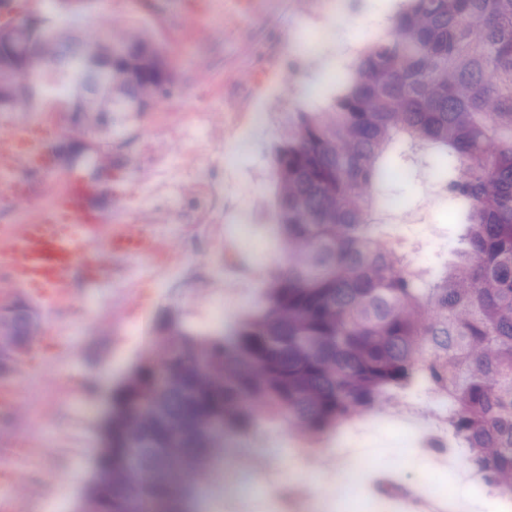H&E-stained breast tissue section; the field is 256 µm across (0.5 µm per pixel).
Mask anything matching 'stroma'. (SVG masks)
Instances as JSON below:
<instances>
[{"mask_svg":"<svg viewBox=\"0 0 512 512\" xmlns=\"http://www.w3.org/2000/svg\"><path fill=\"white\" fill-rule=\"evenodd\" d=\"M401 4L362 0L350 17L340 0H84L87 19L121 21L164 49L173 87L153 111L113 113L111 136L96 132L76 143L74 115L55 94L38 97L20 115L37 125L54 121L63 173L98 181L90 166L67 152L70 144L83 155L102 154L118 163L112 194L100 202L131 223L153 225L158 248L143 260L153 276L134 290L113 285L96 294L92 307L77 294L67 310L40 315L39 336L54 335L60 326L75 342L64 360L48 366L23 356L11 377L22 389L41 386L67 397L73 408L66 415H46L18 400L15 419L0 426V443L37 440L44 456L59 464L71 459L75 466L64 475L49 467L22 472L14 500L26 512H38L36 487H53L62 477L68 483L67 512L81 503L95 473L111 389L146 357L153 329L168 310L179 309L197 328H211L220 301L229 330L263 305L268 281L284 262L271 154L286 125L339 92L352 60L344 46L368 45L378 21L389 20ZM324 29L336 30V40L326 42L319 55L304 54L303 45ZM388 163L405 172L390 185L405 207L383 214L377 233L402 245L415 266L435 276L465 249L466 216L437 197L428 158L409 163L395 147ZM243 224L262 246L247 272L237 268ZM87 401L98 406L90 418L79 410ZM253 435L256 451L243 469L263 488L299 478L316 486L344 464L333 429L308 439L282 422L262 421ZM379 437L375 456L425 488L433 473L397 445V429H382Z\"/></svg>","mask_w":512,"mask_h":512,"instance_id":"35a3bbf8","label":"stroma"}]
</instances>
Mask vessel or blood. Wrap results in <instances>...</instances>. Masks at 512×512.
I'll use <instances>...</instances> for the list:
<instances>
[{
	"label": "vessel or blood",
	"mask_w": 512,
	"mask_h": 512,
	"mask_svg": "<svg viewBox=\"0 0 512 512\" xmlns=\"http://www.w3.org/2000/svg\"><path fill=\"white\" fill-rule=\"evenodd\" d=\"M54 135L20 117L0 123V212L19 200L49 193L28 223L0 229V278L32 303L58 310L76 283L98 288L133 276L132 258L152 252V226L116 224L96 201L95 185L57 180L59 159ZM0 468V500L9 497L13 476L30 459L27 448L6 451Z\"/></svg>",
	"instance_id": "b4317fda"
}]
</instances>
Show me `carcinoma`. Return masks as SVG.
Segmentation results:
<instances>
[{
    "instance_id": "obj_1",
    "label": "carcinoma",
    "mask_w": 512,
    "mask_h": 512,
    "mask_svg": "<svg viewBox=\"0 0 512 512\" xmlns=\"http://www.w3.org/2000/svg\"><path fill=\"white\" fill-rule=\"evenodd\" d=\"M14 47L40 57L28 78L0 71V108L67 89L76 125L149 112L173 83L162 49L119 22L85 40L74 13ZM112 56V74L92 61ZM442 146L432 173L468 213L469 250L429 284L371 233L387 210L382 158L396 141ZM288 260L258 314L224 334L178 311L157 325L143 363L110 396L99 475L76 512H135L160 502L194 512L214 483L224 434L262 417L310 437L425 380L448 403V430L485 481L512 494V0H408L357 56L344 93L285 130L272 157ZM36 329L0 304V373Z\"/></svg>"
}]
</instances>
